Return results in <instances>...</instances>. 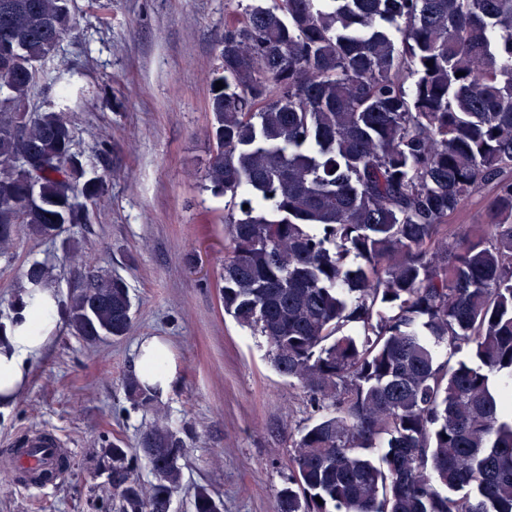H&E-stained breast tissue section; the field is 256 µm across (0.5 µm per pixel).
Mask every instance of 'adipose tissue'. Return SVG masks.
Masks as SVG:
<instances>
[{"label":"adipose tissue","mask_w":512,"mask_h":512,"mask_svg":"<svg viewBox=\"0 0 512 512\" xmlns=\"http://www.w3.org/2000/svg\"><path fill=\"white\" fill-rule=\"evenodd\" d=\"M61 316L56 289L26 288L0 338V411L8 410L26 387L31 365L53 344ZM136 367L141 383L158 393L170 391L178 379L170 348L155 337L140 343Z\"/></svg>","instance_id":"adipose-tissue-1"}]
</instances>
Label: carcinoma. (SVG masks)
<instances>
[{
	"mask_svg": "<svg viewBox=\"0 0 512 512\" xmlns=\"http://www.w3.org/2000/svg\"><path fill=\"white\" fill-rule=\"evenodd\" d=\"M76 9L0 0V249L87 223L79 198L104 186L73 151L67 93L27 108ZM208 108L204 182L230 198L224 314L321 411L276 512H512V0L253 6L224 29ZM484 186L489 223L451 225ZM68 317L89 344L127 335V283L91 275ZM441 344L469 357L441 361ZM125 391L153 401L134 376ZM139 451L147 485L128 449L102 448L118 512H171L184 441L156 421ZM191 506L223 512L205 486Z\"/></svg>",
	"mask_w": 512,
	"mask_h": 512,
	"instance_id": "obj_1",
	"label": "carcinoma"
}]
</instances>
